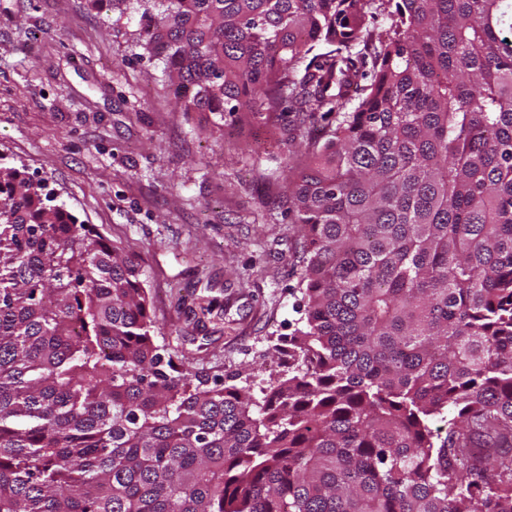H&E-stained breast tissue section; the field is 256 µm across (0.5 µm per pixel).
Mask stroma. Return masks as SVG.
Instances as JSON below:
<instances>
[{
    "instance_id": "obj_1",
    "label": "stroma",
    "mask_w": 512,
    "mask_h": 512,
    "mask_svg": "<svg viewBox=\"0 0 512 512\" xmlns=\"http://www.w3.org/2000/svg\"><path fill=\"white\" fill-rule=\"evenodd\" d=\"M139 17L0 0V156L138 260L166 354L256 393L305 323L288 178L320 133L181 111Z\"/></svg>"
}]
</instances>
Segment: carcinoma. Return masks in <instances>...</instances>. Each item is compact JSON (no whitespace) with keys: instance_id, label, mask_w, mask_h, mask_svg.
<instances>
[{"instance_id":"obj_1","label":"carcinoma","mask_w":512,"mask_h":512,"mask_svg":"<svg viewBox=\"0 0 512 512\" xmlns=\"http://www.w3.org/2000/svg\"><path fill=\"white\" fill-rule=\"evenodd\" d=\"M375 2L139 0L182 111L323 121L260 398L165 354L139 262L0 165V512H512V0L373 33Z\"/></svg>"}]
</instances>
